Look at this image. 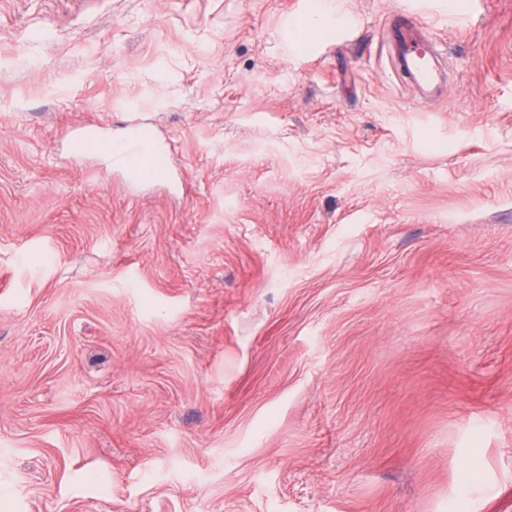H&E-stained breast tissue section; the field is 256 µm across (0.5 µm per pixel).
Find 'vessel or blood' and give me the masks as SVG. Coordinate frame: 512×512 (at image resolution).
<instances>
[{"mask_svg": "<svg viewBox=\"0 0 512 512\" xmlns=\"http://www.w3.org/2000/svg\"><path fill=\"white\" fill-rule=\"evenodd\" d=\"M387 47L394 70L418 98L442 94L444 74L436 64V38L425 22L412 13L394 15L387 29ZM109 156L113 166L133 178L139 176L143 161L148 157L152 158L160 175L170 173L161 151L136 130L113 141Z\"/></svg>", "mask_w": 512, "mask_h": 512, "instance_id": "b4317fda", "label": "vessel or blood"}]
</instances>
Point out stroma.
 Returning <instances> with one entry per match:
<instances>
[{"instance_id": "stroma-1", "label": "stroma", "mask_w": 512, "mask_h": 512, "mask_svg": "<svg viewBox=\"0 0 512 512\" xmlns=\"http://www.w3.org/2000/svg\"><path fill=\"white\" fill-rule=\"evenodd\" d=\"M0 512H512V0H0ZM406 9L387 29V47L396 73L420 99L442 96L444 74L436 64V37L429 26ZM108 153L112 159V166L122 168L132 178L139 177L147 156L153 157L154 166L158 170L157 175L170 178L168 162L162 151L153 143H147L139 131L134 130L124 138L113 141Z\"/></svg>"}]
</instances>
